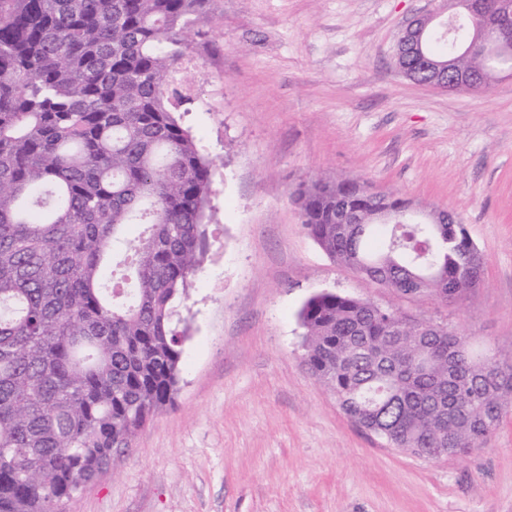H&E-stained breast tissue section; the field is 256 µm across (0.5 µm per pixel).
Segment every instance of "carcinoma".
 Masks as SVG:
<instances>
[{"mask_svg": "<svg viewBox=\"0 0 512 512\" xmlns=\"http://www.w3.org/2000/svg\"><path fill=\"white\" fill-rule=\"evenodd\" d=\"M207 0H0V512H63L152 414L173 404L191 319L178 307L209 249L212 162L175 115L172 81ZM486 9L468 23L512 26ZM481 60L431 31L420 54ZM303 227L335 262L396 293L448 301L485 259L452 215L374 224L366 182L301 183ZM347 202L358 237L337 223ZM138 236L124 240L130 225ZM304 364L360 427L395 448L482 446L512 401V354L334 292L298 312Z\"/></svg>", "mask_w": 512, "mask_h": 512, "instance_id": "1", "label": "carcinoma"}]
</instances>
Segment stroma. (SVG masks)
<instances>
[{
	"mask_svg": "<svg viewBox=\"0 0 512 512\" xmlns=\"http://www.w3.org/2000/svg\"><path fill=\"white\" fill-rule=\"evenodd\" d=\"M445 0H208L182 67L183 126L213 160L210 251L175 403L65 512H512V403L481 448L422 458L350 420L303 364L312 294L367 298L512 353V74L416 84L396 42ZM364 181L445 210L486 258L462 300L403 298L330 259L291 194Z\"/></svg>",
	"mask_w": 512,
	"mask_h": 512,
	"instance_id": "35a3bbf8",
	"label": "stroma"
}]
</instances>
